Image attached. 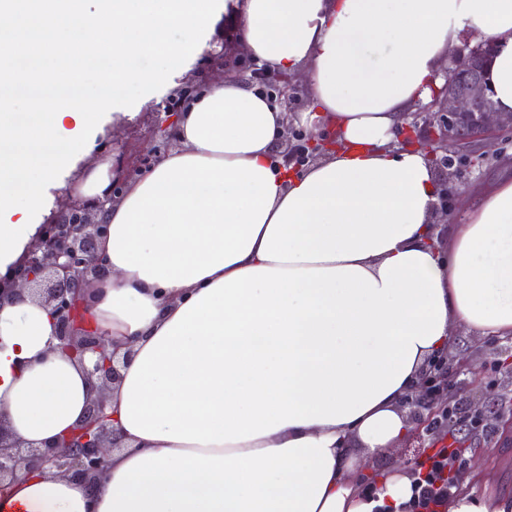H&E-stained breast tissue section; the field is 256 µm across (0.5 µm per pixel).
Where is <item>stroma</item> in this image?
Masks as SVG:
<instances>
[{
	"mask_svg": "<svg viewBox=\"0 0 512 512\" xmlns=\"http://www.w3.org/2000/svg\"><path fill=\"white\" fill-rule=\"evenodd\" d=\"M230 57L235 60V70L249 68L248 57L230 41L224 20L219 17L197 58L184 70L174 72L161 89L150 93L147 104L119 107L107 117L92 136L87 152L64 170L49 188L46 204L36 218L37 224L51 222L83 200L82 187L103 159L143 155L153 164L162 158L174 147L175 139L170 133L149 139V131L160 120L156 105L176 89L185 87L196 93L223 81L226 60ZM511 160L512 138L506 137L501 146L489 147L482 160L467 156L457 158L455 165L459 173L456 177L449 179L438 175V183L448 186V212L437 217L440 234H449L452 226L460 223L472 200L471 189L499 175L503 164ZM448 355L471 367L470 373L462 375L464 387L458 392L465 410L480 412L486 426L494 425L498 417L512 415V336H481L457 326L453 329ZM457 438L464 440L467 446L457 466L460 475L469 476V490L512 500V445L505 444L502 436L486 435L484 429L466 430L456 437L442 431L420 441L404 439L397 449L368 458L366 465L381 475L397 461L423 458L428 449L450 447Z\"/></svg>",
	"mask_w": 512,
	"mask_h": 512,
	"instance_id": "stroma-1",
	"label": "stroma"
}]
</instances>
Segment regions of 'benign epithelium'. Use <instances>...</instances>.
Here are the masks:
<instances>
[{
  "instance_id": "1",
  "label": "benign epithelium",
  "mask_w": 512,
  "mask_h": 512,
  "mask_svg": "<svg viewBox=\"0 0 512 512\" xmlns=\"http://www.w3.org/2000/svg\"><path fill=\"white\" fill-rule=\"evenodd\" d=\"M492 48L482 41L473 46L464 41L454 50L453 65L441 87L433 93V103L424 112L403 113L412 120L401 126V144L422 149L429 162L447 176H455V158L502 133L512 134V113L495 111L488 68ZM249 79L269 81L281 92L294 91L298 83L288 75H277L254 67ZM335 147L326 139H306L296 151L306 159ZM112 203V187L103 195L88 197L74 204L59 220L40 229L35 244L6 276L0 277V301L33 289L44 278L51 287L42 298L52 319L58 348L74 356L85 366L86 374L98 390L87 416L68 434L51 444L21 446L4 441L0 427V481L37 466L58 476L88 478L107 465L110 449L117 447L110 416L106 414L107 387L119 379L115 354L107 342L84 320V293L103 270L99 241L106 238L109 225L100 219L106 205ZM95 356L92 366L85 365L86 354ZM469 370L465 363L453 367L448 353L431 357L422 370L414 393L404 403L414 407L419 425H466L459 404L448 390L449 378Z\"/></svg>"
}]
</instances>
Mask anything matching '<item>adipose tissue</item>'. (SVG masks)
<instances>
[{"label":"adipose tissue","mask_w":512,"mask_h":512,"mask_svg":"<svg viewBox=\"0 0 512 512\" xmlns=\"http://www.w3.org/2000/svg\"><path fill=\"white\" fill-rule=\"evenodd\" d=\"M229 22L307 107L226 76L126 178L88 298L120 361V448L88 481L0 482V512H408L412 478L365 492L362 460L409 432L400 406L453 325L512 335V173L474 189L443 243L432 168L398 135L467 33L494 45L512 113V0H236ZM291 122L337 148L288 161ZM57 344L32 294L0 304V423L18 444L55 439L94 396Z\"/></svg>","instance_id":"obj_1"}]
</instances>
